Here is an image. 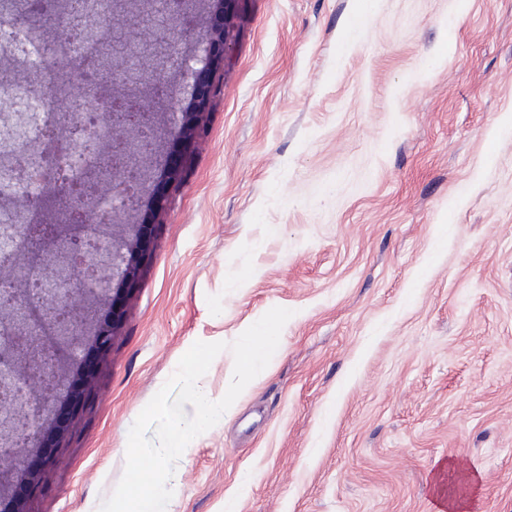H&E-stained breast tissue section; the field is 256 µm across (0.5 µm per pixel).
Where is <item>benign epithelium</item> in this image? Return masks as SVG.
<instances>
[{
	"instance_id": "1",
	"label": "benign epithelium",
	"mask_w": 512,
	"mask_h": 512,
	"mask_svg": "<svg viewBox=\"0 0 512 512\" xmlns=\"http://www.w3.org/2000/svg\"><path fill=\"white\" fill-rule=\"evenodd\" d=\"M210 17L204 33L205 54L201 67L191 71L196 111L180 113V128L190 137L200 122L210 100L220 93L216 71L224 62V9L225 0ZM130 0H108L96 6L90 0H65L60 8L51 12L29 11L7 18L10 34L26 37L28 44L21 46L24 56L38 53L34 68L50 75L49 85L25 84V93L12 95L19 120L7 122L0 132V139L13 142L30 135L29 125L34 116L21 108L36 105L47 94L60 97L75 108L92 103L105 113L104 128L97 131H80L69 125H58L46 138L41 148L10 159L6 169L18 171L21 167L39 170L40 181L35 185V196L45 207H58L59 220L48 225L45 231L34 234L26 224L10 225V243L0 246V264L11 275L9 286L0 289V426L9 441L0 446V487L10 483L9 474L17 467L19 459L38 451L43 431L58 425H70L69 411L56 410L57 388L43 378L23 377L20 395L12 392V380L23 366L37 371L48 364L59 368L57 357L60 348L80 350L87 364L86 378L97 369V359L86 354V348L96 352L106 351L112 343L114 323L89 320L84 299L91 288L109 292V283L103 272L114 269L129 287L138 277V267L132 258L115 256L112 242L107 236L99 238L95 247L74 264L66 257L65 250L76 238V229L84 222L85 210L98 205L100 189L119 184L120 206L112 209V218L134 208L139 195L128 183L126 174H138L156 152V136L148 133L151 113L146 111L158 91V83L149 78L148 56L165 49L168 35L176 29L181 17L182 4L166 7L163 17L146 9L133 10ZM112 16L137 18V30H124L112 26L113 50L118 60L129 61L135 71L134 81L122 83L119 96L101 97L96 86L81 78L79 67L91 58L89 37L80 33L78 42L52 43L44 38V31L52 24L61 25L74 15L99 22V12ZM79 138L89 148L84 155L62 142ZM47 153L56 156L59 166L79 177L83 192L73 199V185L60 182L43 171V158ZM40 256L42 288L31 294L28 270L34 268L29 254Z\"/></svg>"
}]
</instances>
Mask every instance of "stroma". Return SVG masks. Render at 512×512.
I'll list each match as a JSON object with an SVG mask.
<instances>
[{"mask_svg":"<svg viewBox=\"0 0 512 512\" xmlns=\"http://www.w3.org/2000/svg\"><path fill=\"white\" fill-rule=\"evenodd\" d=\"M190 0L176 54L202 52ZM158 109L193 108L154 57ZM191 142L164 124L149 225L91 386L14 505L100 512L139 413L198 341L293 315L261 379L193 439L168 512H512V0H232ZM185 157L177 179L166 161Z\"/></svg>","mask_w":512,"mask_h":512,"instance_id":"obj_1","label":"stroma"}]
</instances>
